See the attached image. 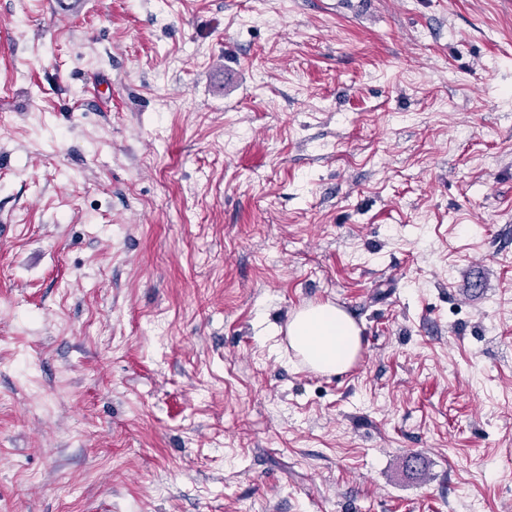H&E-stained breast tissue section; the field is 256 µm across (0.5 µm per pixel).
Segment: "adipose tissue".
<instances>
[{
	"instance_id": "obj_1",
	"label": "adipose tissue",
	"mask_w": 512,
	"mask_h": 512,
	"mask_svg": "<svg viewBox=\"0 0 512 512\" xmlns=\"http://www.w3.org/2000/svg\"><path fill=\"white\" fill-rule=\"evenodd\" d=\"M287 334L291 348L322 371L340 372L349 367L362 342L353 320L329 303L311 305L294 313Z\"/></svg>"
}]
</instances>
